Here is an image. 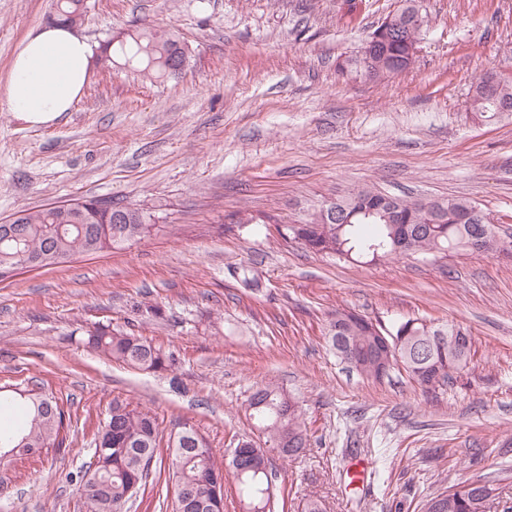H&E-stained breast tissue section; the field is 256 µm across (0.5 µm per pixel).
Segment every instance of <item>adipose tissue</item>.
<instances>
[{"instance_id": "obj_1", "label": "adipose tissue", "mask_w": 512, "mask_h": 512, "mask_svg": "<svg viewBox=\"0 0 512 512\" xmlns=\"http://www.w3.org/2000/svg\"><path fill=\"white\" fill-rule=\"evenodd\" d=\"M92 57L90 43L72 28L38 29L15 54L0 98L29 125L57 122L80 97Z\"/></svg>"}]
</instances>
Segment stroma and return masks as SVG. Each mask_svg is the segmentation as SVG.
Listing matches in <instances>:
<instances>
[{
  "label": "stroma",
  "mask_w": 512,
  "mask_h": 512,
  "mask_svg": "<svg viewBox=\"0 0 512 512\" xmlns=\"http://www.w3.org/2000/svg\"><path fill=\"white\" fill-rule=\"evenodd\" d=\"M92 46L174 31L182 70L148 75L94 60L71 112L29 126L0 105V222L97 198L149 212L142 240L0 282V388L49 394L58 446L0 465V512H87L78 475L113 401L151 412L159 452L190 425L216 459L264 449L273 512H422L463 482L512 506V253L398 257L363 267L282 237L278 225L368 187L458 198L512 234V114L468 109L476 81H512V0H417L419 52L403 72H340L403 0H86ZM54 0H0V85ZM252 215L249 224L241 215ZM391 326L421 318L473 338L453 382L402 367L375 381L337 359L336 310ZM108 325L174 356L153 373L93 350ZM272 383L299 405L309 446L282 458L250 416ZM128 512H174L157 463Z\"/></svg>",
  "instance_id": "1"
}]
</instances>
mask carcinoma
<instances>
[{"instance_id":"1","label":"carcinoma","mask_w":512,"mask_h":512,"mask_svg":"<svg viewBox=\"0 0 512 512\" xmlns=\"http://www.w3.org/2000/svg\"><path fill=\"white\" fill-rule=\"evenodd\" d=\"M55 21L74 26L81 19L84 0H56ZM369 57L350 58L346 66L363 70L372 76L394 74L408 69L401 61L403 40L397 31L381 34L376 42L370 36ZM104 60L121 56L125 64L143 72L171 71L183 68L186 57L178 41L168 33L150 29L135 30L121 39L107 41L102 50ZM471 111L485 120H492L504 112H512V82L501 81L494 91H486V77L475 84L470 102ZM381 193L368 188L356 189L332 200L328 215L318 209L300 224H287L280 235L301 241L308 248L334 254L340 260L359 264H375L392 256H425L458 253L469 250L468 244L479 228L489 230L482 253L500 250L489 216L474 204L462 199L431 201L426 208L419 200L395 198V209L402 215L400 228L387 223L378 212L365 217L363 211L376 206ZM152 216L133 208L100 206V201H84L82 223H70L69 215L53 207L26 212V224L19 235H0V280L8 278L26 255L42 269L57 263L55 255H93L105 249L121 247L143 238L148 232ZM347 311H336L329 322L328 336L336 357L350 362L349 353L364 351L372 346L366 318L346 329L347 348L336 347V327ZM456 325H429L415 318L401 322L389 333L400 343V356L405 370L416 377L417 359L424 344L434 345L430 363L444 362L446 369L441 381L466 367L468 356L462 354L454 339ZM87 345L105 355L145 370H163L173 361V355L139 336L97 327L87 333ZM18 404L27 412L26 423L13 431L0 433V448H11L20 443L31 450L55 445L64 426V414L57 403L47 395L9 396L0 394V410ZM249 409L259 426L268 434L283 458H292L308 447L298 405L280 388L267 384L256 389L249 399ZM106 431L101 446L94 450L98 465L79 476L82 488L97 483L100 490L84 492L89 512H123L126 503L137 493L131 485L141 486L158 461L159 425L148 411L137 410L128 404L112 405L104 423ZM253 445L240 442L230 458L220 464L206 447L204 438L194 428L179 431L170 446L169 467L175 477L176 509L179 512H224L221 484L218 479L229 473L240 485L247 507L271 508L272 489L269 474L242 466L251 465ZM458 506L455 512H478L479 500L465 490L453 489Z\"/></svg>"}]
</instances>
